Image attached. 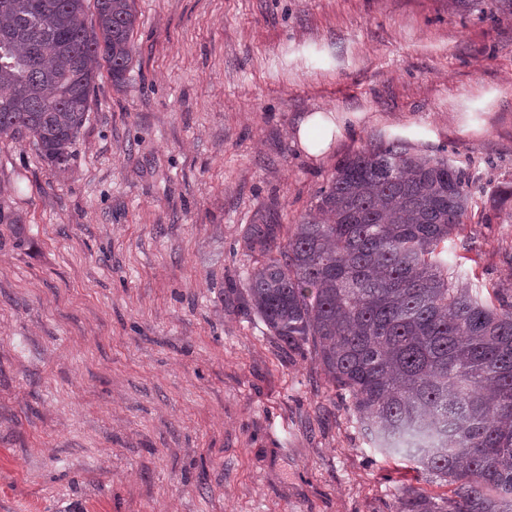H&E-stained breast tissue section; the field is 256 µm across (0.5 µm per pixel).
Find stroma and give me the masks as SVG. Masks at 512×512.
<instances>
[{"label": "stroma", "instance_id": "stroma-1", "mask_svg": "<svg viewBox=\"0 0 512 512\" xmlns=\"http://www.w3.org/2000/svg\"><path fill=\"white\" fill-rule=\"evenodd\" d=\"M64 174L0 134V512H398L408 485L313 350L246 300L251 224H292L337 163L400 137L470 171L449 253L512 289V7L135 0ZM342 132L321 158L305 113ZM340 133L335 113L323 111L305 113L293 129L300 148L314 158L330 151Z\"/></svg>", "mask_w": 512, "mask_h": 512}]
</instances>
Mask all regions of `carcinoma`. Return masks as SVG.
<instances>
[{
  "instance_id": "1",
  "label": "carcinoma",
  "mask_w": 512,
  "mask_h": 512,
  "mask_svg": "<svg viewBox=\"0 0 512 512\" xmlns=\"http://www.w3.org/2000/svg\"><path fill=\"white\" fill-rule=\"evenodd\" d=\"M86 2L0 0V134L63 172L97 64L121 87L133 63V0H94L91 28ZM491 199L512 223V182ZM473 204L464 169L396 138L341 159L298 223L246 237L270 332L313 346L373 447L455 485L441 504L409 487L400 512H512V294L483 295L440 248Z\"/></svg>"
}]
</instances>
